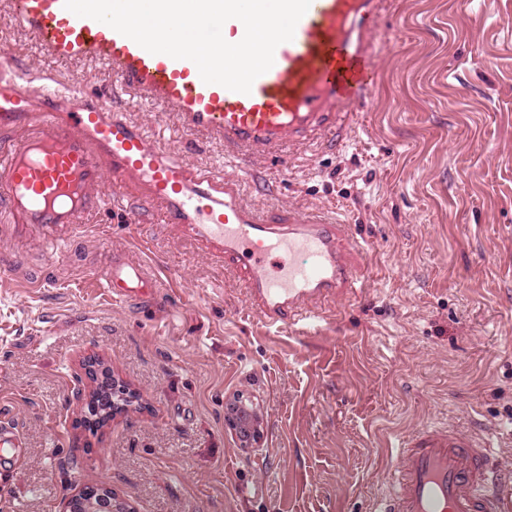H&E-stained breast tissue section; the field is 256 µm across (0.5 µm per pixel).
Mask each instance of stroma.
<instances>
[{"instance_id":"35a3bbf8","label":"stroma","mask_w":512,"mask_h":512,"mask_svg":"<svg viewBox=\"0 0 512 512\" xmlns=\"http://www.w3.org/2000/svg\"><path fill=\"white\" fill-rule=\"evenodd\" d=\"M374 91L341 145L262 161L242 200L324 213L364 248L358 297L322 305L318 333L272 328L234 274L160 208L129 223L128 187L66 230L69 250L0 224V422L23 448L0 512H59L107 484L134 512H370L397 439L453 422L493 443L512 481V0H387ZM28 77L86 94L114 80L52 58L0 9V50ZM128 119L199 167L235 173L222 143L174 113L123 99ZM164 284L161 303L97 288L113 258ZM93 356L137 392L89 429L72 398ZM254 400L262 435L241 448L224 402Z\"/></svg>"}]
</instances>
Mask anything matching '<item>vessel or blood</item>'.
<instances>
[{
    "instance_id": "obj_1",
    "label": "vessel or blood",
    "mask_w": 512,
    "mask_h": 512,
    "mask_svg": "<svg viewBox=\"0 0 512 512\" xmlns=\"http://www.w3.org/2000/svg\"><path fill=\"white\" fill-rule=\"evenodd\" d=\"M11 20L50 55L106 68L121 92L175 113L183 133L222 141L224 155L255 164L290 147L343 132L346 110L371 97L384 0H312L291 41L250 93L204 83L194 62L152 54L110 26L67 10L64 0H8ZM51 82L18 75L0 53V215L64 251L59 227L85 224L108 203L105 184L130 185L144 207L189 231L235 272L248 306L272 327L316 328L313 307L352 293L356 270L338 240L342 227L315 214H258L238 179L184 161L157 145L100 97L68 111ZM120 303L155 301L160 283L143 265L116 262L103 283ZM387 492L374 512H512L496 489L489 443L472 430L424 426L398 439Z\"/></svg>"
}]
</instances>
